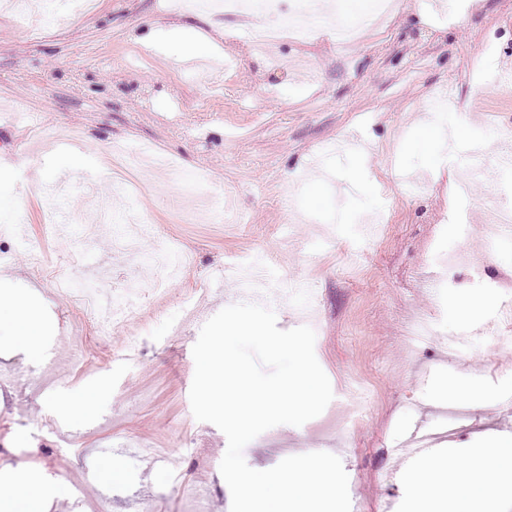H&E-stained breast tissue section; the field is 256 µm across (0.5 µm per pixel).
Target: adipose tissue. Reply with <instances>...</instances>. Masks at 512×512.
<instances>
[{"label":"adipose tissue","mask_w":512,"mask_h":512,"mask_svg":"<svg viewBox=\"0 0 512 512\" xmlns=\"http://www.w3.org/2000/svg\"><path fill=\"white\" fill-rule=\"evenodd\" d=\"M13 322L15 341L41 352L44 336L40 318L23 297L0 294V313ZM512 494V440H501L448 466L439 455L425 458L411 481L412 512H498L496 504ZM44 493L25 475L0 486V512H26L42 502Z\"/></svg>","instance_id":"obj_1"}]
</instances>
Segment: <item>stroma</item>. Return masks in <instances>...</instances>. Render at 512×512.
Listing matches in <instances>:
<instances>
[{
    "label": "stroma",
    "mask_w": 512,
    "mask_h": 512,
    "mask_svg": "<svg viewBox=\"0 0 512 512\" xmlns=\"http://www.w3.org/2000/svg\"><path fill=\"white\" fill-rule=\"evenodd\" d=\"M445 0H401L383 23L347 47L323 31L285 38L274 54L283 70L254 53L249 19L198 16L163 0H96L92 12L48 26L19 22L0 6V139L15 157L0 170V254L14 258L0 293L28 296L45 324V350L15 346L0 318V458L46 476L50 512H183L193 487H205L212 512H229L220 473L224 433L197 421L189 392L192 348L202 326L242 302L225 265L262 252L275 257L279 294L271 307L279 328L296 314L317 323L315 355L334 399L357 377L362 423L311 419L280 425L244 449L257 470L286 455L322 449L338 456L352 503L380 500L406 512L408 467L391 450L413 429L437 424L453 405L445 386L485 390L471 428L438 447L448 455L480 448L501 434L512 403V349L498 346L500 298L512 292V232L482 235L484 200L503 189L493 157L470 187V230L448 200L449 170L474 164L469 143L512 132V97L482 88V68L512 61V0H473L449 20ZM205 34L198 57L209 82L187 71L182 38L172 27ZM240 70L224 77L225 60ZM454 102L449 121L465 115L462 145L422 142L416 118L431 93ZM140 143L173 157L183 176L205 171L216 203L233 199L241 219L220 223L210 209L183 213L167 171L145 165L149 190L129 201L112 177V150ZM318 166H310L312 155ZM428 186L408 194L402 177ZM288 194L289 209L271 196ZM142 226L141 257L113 248L125 226ZM189 252L185 277L168 280L164 297L140 311L145 331L97 333L93 315L66 302L55 283L93 284L103 297L167 280V250ZM459 257L449 281L433 286L437 254ZM483 256L474 277L466 262ZM197 283L198 316L185 321L183 301ZM488 301L461 324L460 300ZM432 316L436 333L406 328ZM183 323L181 335L170 327ZM93 396L76 417L73 405ZM211 457L198 465L192 449ZM105 487L134 491L103 499Z\"/></svg>",
    "instance_id": "35a3bbf8"
}]
</instances>
